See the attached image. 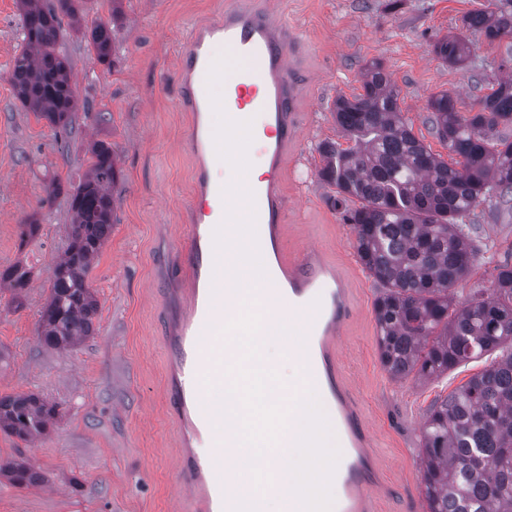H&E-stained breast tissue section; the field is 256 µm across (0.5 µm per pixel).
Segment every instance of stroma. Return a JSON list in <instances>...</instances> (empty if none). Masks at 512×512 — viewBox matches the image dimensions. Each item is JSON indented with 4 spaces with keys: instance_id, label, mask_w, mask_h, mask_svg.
<instances>
[{
    "instance_id": "stroma-1",
    "label": "stroma",
    "mask_w": 512,
    "mask_h": 512,
    "mask_svg": "<svg viewBox=\"0 0 512 512\" xmlns=\"http://www.w3.org/2000/svg\"><path fill=\"white\" fill-rule=\"evenodd\" d=\"M225 0H85L84 22L63 19L57 50L68 58L80 109L65 135L19 101L10 81L23 35L17 0H0V269H30L21 296L0 293V396L35 393L57 416L32 443L0 432V460L26 458L44 478L17 488L0 480V512H174L182 454L168 416V330L172 288L161 269L188 234L186 207L194 161L183 148L188 119L175 102V71L191 24L211 18ZM299 33L305 72L301 128L288 152L282 250L292 258L322 250L350 273L356 308L340 344L341 367L374 434L384 485L378 512H425L420 436L434 402L487 366L460 364L430 381L392 379L378 352L374 300L380 288L356 261L351 225L334 208L335 189L320 180L317 145L339 138L331 114L337 96L361 93L365 64L382 61L400 92L402 115L432 153L448 149L431 123L428 99L448 91L462 114L489 94V80L512 63V40L470 33L469 63L453 67L435 43L464 31L468 13L491 0H268ZM114 21L107 62L88 50L87 34ZM110 144L117 163L115 222L89 276L100 308L95 332L78 347L42 344L39 320L53 268L70 232L67 197L87 171L91 141ZM480 252L454 290L464 303L490 287L495 268L512 262V209L475 211ZM37 223L32 239L21 227Z\"/></svg>"
}]
</instances>
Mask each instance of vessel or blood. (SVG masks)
<instances>
[{"label":"vessel or blood","instance_id":"obj_1","mask_svg":"<svg viewBox=\"0 0 512 512\" xmlns=\"http://www.w3.org/2000/svg\"><path fill=\"white\" fill-rule=\"evenodd\" d=\"M297 41V31L279 22L275 12L253 6L251 0H235L214 21L192 27L180 47L176 98L190 115L188 149L196 169L187 241L171 263L175 269L187 268V291L172 301L167 346L174 369L169 406L187 447L180 473L198 493L197 501H184L185 512L195 505L201 512H264L261 496L245 481L232 501L224 499V481L216 473L224 467V447L236 445L237 438L214 428L220 409L202 385L209 365L207 347L245 300L239 290L224 287L214 275L224 255L215 250L213 233L226 219L227 200L223 181L213 177L208 163L215 142L207 78L211 64L222 55L238 62L224 81L227 116L244 121L254 110L264 116L257 134L264 141L265 170L251 192L262 202L255 222L260 228L257 246L268 262L265 303L273 305L284 293L306 315L308 344L298 355L311 365L312 385L331 403L350 450L335 468L343 488L336 512L377 509L376 498L367 492L379 482L372 443L336 354V341L354 314L346 277L321 253L311 251L295 260L280 249L285 228L284 153L298 136V68L287 63Z\"/></svg>","mask_w":512,"mask_h":512}]
</instances>
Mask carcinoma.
<instances>
[{
	"label": "carcinoma",
	"mask_w": 512,
	"mask_h": 512,
	"mask_svg": "<svg viewBox=\"0 0 512 512\" xmlns=\"http://www.w3.org/2000/svg\"><path fill=\"white\" fill-rule=\"evenodd\" d=\"M80 0H18L24 51L11 83L37 117L72 125L77 96L67 59L56 51L60 15L80 21ZM464 28L489 42L512 36V0L464 18ZM98 60L114 49V27L98 23L91 33ZM434 52L463 67L472 55L464 35H450ZM439 139L454 164L436 157L401 118L400 97L383 64L362 73V92L334 102L333 117L348 147L317 146L321 180L336 187L335 207L354 200L344 220L353 248L381 291L374 301L378 350L394 379L431 380L484 354L499 357L434 404L420 441L427 512H512V265L495 268L489 292L458 307L452 289L469 274L479 252L472 227L462 220L482 206L490 212L512 203V141L498 135L512 126V73L476 101L474 114L459 113L448 92L429 99ZM92 164L69 195L71 232L55 265L50 300L40 317V340L71 349L94 332L99 310L88 275L112 232L117 180L112 147L96 142ZM30 279L21 264L0 270V288L20 294ZM54 406L34 393L0 396V431L22 441L46 433ZM0 478L15 487L41 482L24 459L0 463Z\"/></svg>",
	"instance_id": "cac0c4a2"
}]
</instances>
